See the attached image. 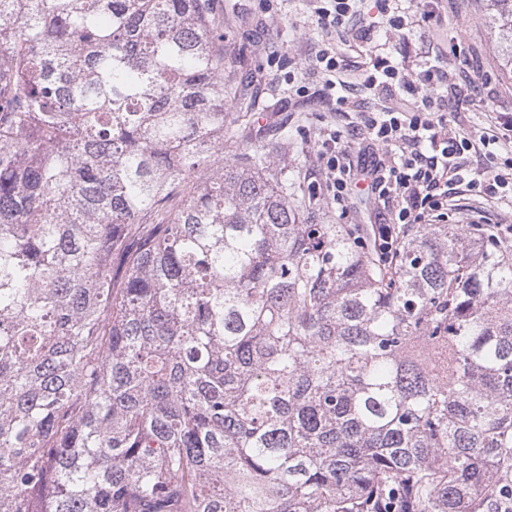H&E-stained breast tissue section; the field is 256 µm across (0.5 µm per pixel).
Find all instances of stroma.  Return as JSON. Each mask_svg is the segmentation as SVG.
<instances>
[{"label":"stroma","instance_id":"1","mask_svg":"<svg viewBox=\"0 0 512 512\" xmlns=\"http://www.w3.org/2000/svg\"><path fill=\"white\" fill-rule=\"evenodd\" d=\"M210 11L225 30L232 32L228 48L244 56L246 72L253 78L250 92L256 104L248 114V144L287 155L289 182L298 193H309L310 183L323 177L319 132L330 126L348 130L357 119L353 113L334 112L321 92V78L311 69L316 52L328 41L326 30L312 17L308 0H210ZM433 11V19L422 24L416 9L407 10L406 17L413 26L410 32L399 34L390 32L386 17L375 5H368L364 15L354 18L352 24L371 27L373 41L366 45L343 36L337 44L340 77L351 98L361 102L365 110L376 112L400 103L398 97L374 95L362 84L379 55L397 62L412 76L435 60L457 83L467 77L491 76L497 91L492 108L479 102L460 107L448 99L441 105L450 127L494 133L497 113H512V75L504 69L512 44L500 38L492 26L493 0H438ZM459 40L471 47L470 64L454 57L452 46ZM292 77L308 86V96L289 93L288 80ZM382 210V205L371 199L354 201L344 212L325 201L320 215L327 224L375 225ZM477 216L488 224L511 227L512 197L488 201L477 192L456 190L448 202V223L467 224Z\"/></svg>","mask_w":512,"mask_h":512}]
</instances>
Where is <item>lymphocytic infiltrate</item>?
Wrapping results in <instances>:
<instances>
[{"instance_id": "f902f5d3", "label": "lymphocytic infiltrate", "mask_w": 512, "mask_h": 512, "mask_svg": "<svg viewBox=\"0 0 512 512\" xmlns=\"http://www.w3.org/2000/svg\"><path fill=\"white\" fill-rule=\"evenodd\" d=\"M312 65L337 111H352L353 102L335 78L340 68L335 46L325 44ZM438 78L436 66L427 67L415 81L402 76L389 58L377 57L364 80L365 87L388 95L402 90L409 103L365 113L359 146H351L335 128L325 129L320 139L323 191L334 206L346 209L357 196L389 204L388 222L375 239L382 257L395 250L398 227L440 220L455 187L466 186L493 199L500 189L512 184V156L505 158L502 167L480 172L464 160L465 153L478 145L496 150L512 146V114L499 115L498 132L491 136L476 138L449 130L447 116L432 111L430 97L419 94L420 86L431 85Z\"/></svg>"}]
</instances>
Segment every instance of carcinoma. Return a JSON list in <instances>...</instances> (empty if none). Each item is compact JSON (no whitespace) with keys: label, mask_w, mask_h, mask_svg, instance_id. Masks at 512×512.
I'll use <instances>...</instances> for the list:
<instances>
[{"label":"carcinoma","mask_w":512,"mask_h":512,"mask_svg":"<svg viewBox=\"0 0 512 512\" xmlns=\"http://www.w3.org/2000/svg\"><path fill=\"white\" fill-rule=\"evenodd\" d=\"M224 41L208 0H0V512L494 508L512 248L411 224L386 261L224 159Z\"/></svg>","instance_id":"1"}]
</instances>
